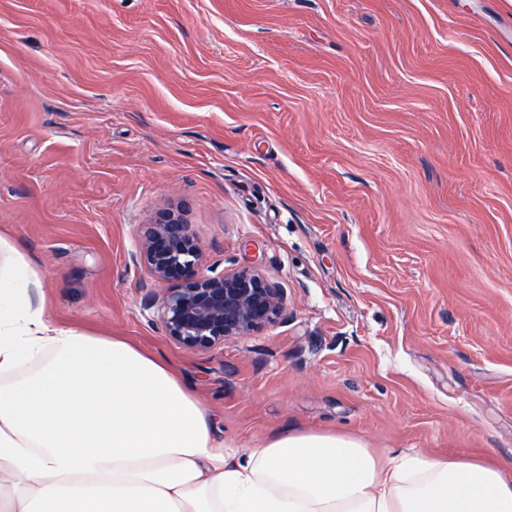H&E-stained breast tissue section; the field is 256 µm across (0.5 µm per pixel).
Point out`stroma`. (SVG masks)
I'll use <instances>...</instances> for the list:
<instances>
[{"label": "stroma", "instance_id": "1", "mask_svg": "<svg viewBox=\"0 0 512 512\" xmlns=\"http://www.w3.org/2000/svg\"><path fill=\"white\" fill-rule=\"evenodd\" d=\"M183 207L273 326L167 342ZM0 234L54 321L163 357L225 445L336 432L512 479V0H0Z\"/></svg>", "mask_w": 512, "mask_h": 512}]
</instances>
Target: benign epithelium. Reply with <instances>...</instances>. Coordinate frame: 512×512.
Returning a JSON list of instances; mask_svg holds the SVG:
<instances>
[{
	"label": "benign epithelium",
	"mask_w": 512,
	"mask_h": 512,
	"mask_svg": "<svg viewBox=\"0 0 512 512\" xmlns=\"http://www.w3.org/2000/svg\"><path fill=\"white\" fill-rule=\"evenodd\" d=\"M133 262L150 278L172 287L153 292L148 307L156 310L160 329L170 343L207 352L274 325L287 306L285 289L271 283L256 267L218 272L178 208L160 209L140 236Z\"/></svg>",
	"instance_id": "obj_1"
}]
</instances>
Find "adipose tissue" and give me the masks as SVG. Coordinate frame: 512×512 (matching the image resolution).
<instances>
[{
	"label": "adipose tissue",
	"mask_w": 512,
	"mask_h": 512,
	"mask_svg": "<svg viewBox=\"0 0 512 512\" xmlns=\"http://www.w3.org/2000/svg\"><path fill=\"white\" fill-rule=\"evenodd\" d=\"M0 235V512H512L480 461L291 431L245 451L161 358L56 324Z\"/></svg>",
	"instance_id": "ef3b65f1"
}]
</instances>
